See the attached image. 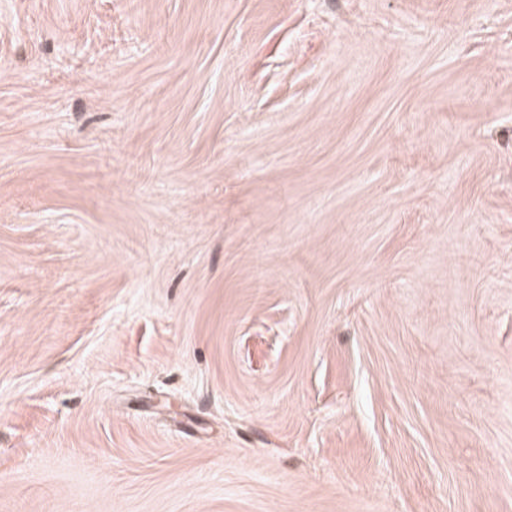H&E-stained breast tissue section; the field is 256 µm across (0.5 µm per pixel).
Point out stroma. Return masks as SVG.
<instances>
[{
  "label": "stroma",
  "instance_id": "1",
  "mask_svg": "<svg viewBox=\"0 0 512 512\" xmlns=\"http://www.w3.org/2000/svg\"><path fill=\"white\" fill-rule=\"evenodd\" d=\"M0 512H512V0H0Z\"/></svg>",
  "mask_w": 512,
  "mask_h": 512
}]
</instances>
